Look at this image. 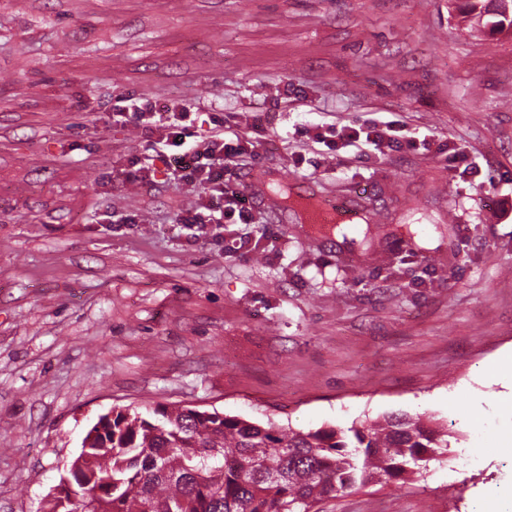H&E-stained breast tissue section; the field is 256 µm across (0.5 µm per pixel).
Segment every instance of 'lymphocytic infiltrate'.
<instances>
[{
  "label": "lymphocytic infiltrate",
  "mask_w": 512,
  "mask_h": 512,
  "mask_svg": "<svg viewBox=\"0 0 512 512\" xmlns=\"http://www.w3.org/2000/svg\"><path fill=\"white\" fill-rule=\"evenodd\" d=\"M116 122L130 123L150 142L153 154L126 175L127 180L152 184L157 180L198 184L209 194L190 215L181 219L188 228L211 233L216 243H224L228 224H250L254 218L251 196L234 179L238 158L254 153L261 144L264 128L255 125L250 138L226 140L223 121L212 127L196 126L197 112L183 101L158 103L145 97L118 96L111 107ZM315 140L328 152L364 143L374 153L413 149L415 137L395 124L367 121L342 128L328 127Z\"/></svg>",
  "instance_id": "1"
}]
</instances>
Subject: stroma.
<instances>
[{
	"instance_id": "35a3bbf8",
	"label": "stroma",
	"mask_w": 512,
	"mask_h": 512,
	"mask_svg": "<svg viewBox=\"0 0 512 512\" xmlns=\"http://www.w3.org/2000/svg\"><path fill=\"white\" fill-rule=\"evenodd\" d=\"M187 100L239 165L250 247L192 236L197 185L104 105ZM403 124L360 159L317 127ZM467 157L449 166L446 157ZM356 220L317 230L285 195ZM512 32L448 0H0V512H43L112 409L187 405L296 431L392 413L448 448L324 512H512Z\"/></svg>"
}]
</instances>
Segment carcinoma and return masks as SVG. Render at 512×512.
Returning a JSON list of instances; mask_svg holds the SVG:
<instances>
[{"instance_id": "carcinoma-1", "label": "carcinoma", "mask_w": 512, "mask_h": 512, "mask_svg": "<svg viewBox=\"0 0 512 512\" xmlns=\"http://www.w3.org/2000/svg\"><path fill=\"white\" fill-rule=\"evenodd\" d=\"M462 21L512 30V0H466ZM448 447L408 414L295 431L190 406L112 411L87 432L72 490L48 512H314L322 501L406 483Z\"/></svg>"}]
</instances>
